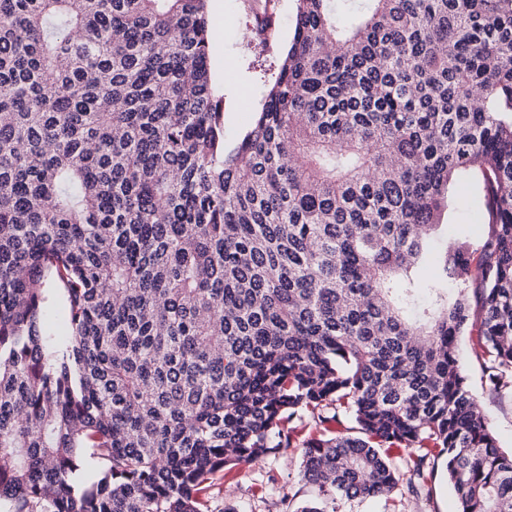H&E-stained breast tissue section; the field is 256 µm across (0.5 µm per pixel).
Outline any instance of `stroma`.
<instances>
[{
	"label": "stroma",
	"mask_w": 512,
	"mask_h": 512,
	"mask_svg": "<svg viewBox=\"0 0 512 512\" xmlns=\"http://www.w3.org/2000/svg\"><path fill=\"white\" fill-rule=\"evenodd\" d=\"M208 11L214 44L210 72L215 89L224 97L225 138L232 145L250 128L252 106L260 102L264 92L259 62L274 61L288 47L293 34L294 0H209ZM266 12L275 15L278 40L264 48L254 38L240 39L239 30H252L257 18ZM473 194L469 184L455 193L447 224L449 232L475 239L483 228ZM459 352L468 382L491 422L499 447L506 452L512 450V393L485 387L469 336H461ZM314 425L310 414L295 418L291 423L293 446L286 456H272L241 467L233 478L217 481L211 492L210 512H296L311 498L309 488L299 478L298 466L299 447ZM394 463L401 485L386 496L341 501L340 512H457L456 498L440 462L426 463V481L414 495L404 485L410 477L405 459L395 458Z\"/></svg>",
	"instance_id": "stroma-1"
}]
</instances>
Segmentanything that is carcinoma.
I'll return each instance as SVG.
<instances>
[{"instance_id": "1", "label": "carcinoma", "mask_w": 512, "mask_h": 512, "mask_svg": "<svg viewBox=\"0 0 512 512\" xmlns=\"http://www.w3.org/2000/svg\"><path fill=\"white\" fill-rule=\"evenodd\" d=\"M212 46L208 0H0V512H209L306 411L300 512L394 450L512 512L458 352L512 390V0H295L233 146ZM474 189L472 182L465 184L460 193L459 188L454 190V202L445 223L448 231L454 234L467 235L477 239L483 233V226L477 224L481 219V211L475 209L473 200Z\"/></svg>"}]
</instances>
